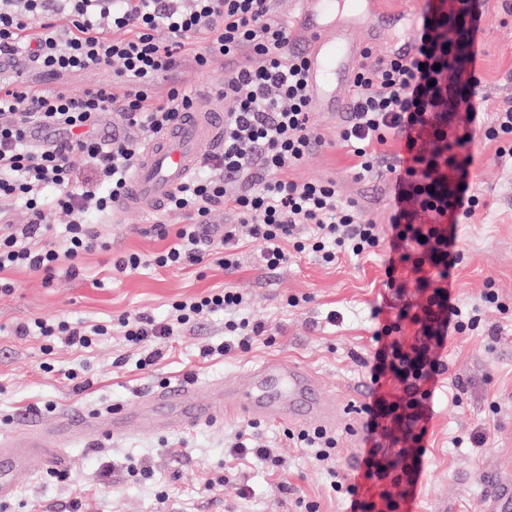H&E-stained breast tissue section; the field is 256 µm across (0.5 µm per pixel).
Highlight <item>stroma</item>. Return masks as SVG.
<instances>
[{
    "label": "stroma",
    "instance_id": "1",
    "mask_svg": "<svg viewBox=\"0 0 512 512\" xmlns=\"http://www.w3.org/2000/svg\"><path fill=\"white\" fill-rule=\"evenodd\" d=\"M418 10L413 0H386L358 15L341 13L337 31L369 40L374 54L393 49L398 36H409ZM478 42L479 65L485 76L479 110L488 114L512 99V18L500 22L488 10ZM231 66L218 57L207 68L184 61L178 76L194 96L208 94L211 104L231 110L219 90ZM342 113L312 110L309 120L320 137L306 159L288 170L299 183L335 182L338 192L356 201L361 214L377 223L388 221L392 184L386 170L396 146L384 147L373 172L357 178L355 157L336 142ZM495 142L477 139L467 181L486 205L458 225L463 258L451 271V292L457 302L479 300L494 285L508 313L488 307L485 325L497 331L457 335L448 346V370L439 376L426 437L423 467L404 512H483L484 470L512 471V164L496 155ZM179 212L118 213L102 224L109 248L86 255L84 272L71 276L59 269L52 281L18 269L10 274L12 293H0V434L20 422L78 409L103 411L115 404L133 405L148 390L169 382H186L207 393L214 379L241 381L249 369L271 359L298 363L318 378L325 398L348 399L363 383L359 361L372 350L374 308L394 318L406 302L416 301L415 276L403 272L406 289L385 286L386 253L368 259L340 258L324 264L318 254L293 255L279 269H267L263 247L248 236L238 242L233 271L205 262L171 268L146 266L123 276L114 259L128 252L151 254L165 240L153 226L179 227ZM236 290L247 302L246 317L263 324L266 335L248 351L225 356L224 317L213 315L182 335L161 344L163 355L150 369H140L137 349L126 345L122 316L165 318L173 303L208 291ZM339 312L329 320V312ZM35 318H61L70 325L103 324L111 333L86 350L56 339L44 354L38 336H16V324ZM209 357H201L203 349ZM79 373L67 380L68 371ZM480 428V448L454 445V437ZM272 450L273 460L255 463L225 452L240 430ZM286 423L238 416L190 429L173 428L156 435L136 432L120 437L80 440L64 450L67 464L57 470L33 462L15 477L16 490L7 512H300L297 498L317 502L319 512H349V504L330 486L323 464L295 448L285 435Z\"/></svg>",
    "mask_w": 512,
    "mask_h": 512
}]
</instances>
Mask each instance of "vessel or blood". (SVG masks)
Returning a JSON list of instances; mask_svg holds the SVG:
<instances>
[{
    "label": "vessel or blood",
    "mask_w": 512,
    "mask_h": 512,
    "mask_svg": "<svg viewBox=\"0 0 512 512\" xmlns=\"http://www.w3.org/2000/svg\"><path fill=\"white\" fill-rule=\"evenodd\" d=\"M359 7L358 0H313L312 10L301 12L296 21L297 45L308 61V79L318 109L336 111L335 91L345 88L351 78L344 62L356 51L354 39L332 33L323 20L336 11L354 12ZM223 140V111L203 102L182 113L168 131L153 138L142 151L130 177L123 210L162 209L201 159ZM224 415L302 426H333L357 418L351 403L328 402L318 378L288 362H267L253 369L242 383L214 382L204 398L193 385L169 384L142 395L133 409L119 407L92 414L62 411L16 428L0 440V500L12 496L16 473L30 461L64 465L62 450L73 441L116 437L132 430L159 433ZM485 484L486 512H512V483L491 477Z\"/></svg>",
    "instance_id": "b4317fda"
}]
</instances>
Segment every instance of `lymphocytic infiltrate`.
<instances>
[{
	"mask_svg": "<svg viewBox=\"0 0 512 512\" xmlns=\"http://www.w3.org/2000/svg\"><path fill=\"white\" fill-rule=\"evenodd\" d=\"M271 2L59 0L50 9L43 0H0V52L25 48L38 70L54 76L121 64L115 82L76 91L39 88L21 73L0 83V209L21 201L28 214L21 226L0 223V293L13 288L9 272L24 269L49 280L64 261L76 276L85 255L106 249L96 221L114 212L124 197L142 146L121 136L103 143L98 126L105 112L119 110L130 126L163 134L195 98L175 83L164 99H156V81L176 72L188 55L200 68L216 57L233 61L224 81V96L234 104L224 118V145L205 157L202 171L178 187L166 205L188 215V223L173 232L157 225L158 235L173 237V244L148 258L120 256L113 268L127 274L148 262L165 268L213 261L229 270L236 266L242 226L263 244L271 269L284 265L292 251L309 248L331 264L342 254L367 256L388 247L387 287L396 286L398 270L412 268L421 300L402 306L395 320L374 332V351L364 362L373 386L364 423V470L353 483L332 474L330 485L349 496L351 512H398L399 500L383 485L417 482L426 452L428 402L447 370L448 340L479 329L483 304L499 301L491 288L468 307L451 299L448 271L462 254L456 228L484 202L450 182L448 172L467 169L471 158L465 150L479 133L498 141V157H512V101L479 121L483 80L473 64L483 12L477 0H427L412 28L411 54L376 58L363 48L365 63L352 78L337 141L358 157L362 175L373 171L377 147L397 146L390 168V226L382 228L342 198L335 184L283 177L320 138L309 124L313 94L307 60L292 51V31L274 19ZM35 128L45 135L37 147L31 144ZM75 152L85 155L92 181L76 183L69 162ZM248 180L252 188L238 190V183ZM224 204L234 208L238 224L227 225L220 237L205 236L203 224ZM52 210L71 217L60 245L46 222ZM298 224L311 225L309 241L294 239ZM242 303V295L225 290L176 304L172 322L127 316L125 340L142 350L139 367L145 370L158 356L155 343L219 311L229 334L222 354L244 351L264 328L241 316ZM406 322L413 335H403ZM13 333H36L49 342L64 335L72 346L86 349L105 330L38 318L17 324ZM390 383L401 388L400 397L384 392ZM396 430L405 446L392 458L383 442Z\"/></svg>",
	"mask_w": 512,
	"mask_h": 512,
	"instance_id": "1",
	"label": "lymphocytic infiltrate"
}]
</instances>
